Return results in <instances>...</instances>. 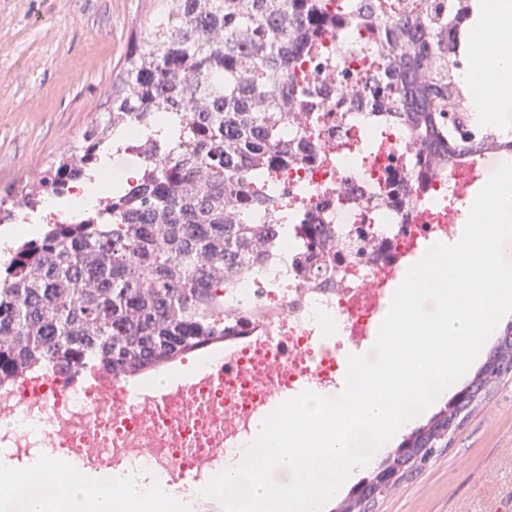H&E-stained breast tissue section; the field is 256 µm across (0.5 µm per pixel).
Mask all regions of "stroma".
<instances>
[{
    "mask_svg": "<svg viewBox=\"0 0 512 512\" xmlns=\"http://www.w3.org/2000/svg\"><path fill=\"white\" fill-rule=\"evenodd\" d=\"M154 0H0V195L106 117ZM377 512H512V379Z\"/></svg>",
    "mask_w": 512,
    "mask_h": 512,
    "instance_id": "35a3bbf8",
    "label": "stroma"
}]
</instances>
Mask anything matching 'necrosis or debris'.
<instances>
[{
  "label": "necrosis or debris",
  "instance_id": "4bbe7bcc",
  "mask_svg": "<svg viewBox=\"0 0 512 512\" xmlns=\"http://www.w3.org/2000/svg\"><path fill=\"white\" fill-rule=\"evenodd\" d=\"M330 155L331 165L312 182V212L327 240L313 258L317 273L305 274L300 251L274 245L239 275L233 294L246 311L245 336L230 352L203 361L208 369L223 365L222 387L197 376L173 402V412L189 415L188 426L151 413L160 398L156 387L138 392V409L116 414L112 398L128 390L126 381L32 371L0 386V449L18 459H77L83 449L100 448L122 465L145 459L161 469L190 445L245 444L272 387L337 386L344 355L370 332L403 269L434 241L451 238L455 220L465 216L460 200L487 172L477 160L423 179L414 151L398 138L363 164L339 148ZM421 180L425 190L410 200L395 195L373 208L379 185Z\"/></svg>",
  "mask_w": 512,
  "mask_h": 512
}]
</instances>
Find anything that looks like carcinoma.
Instances as JSON below:
<instances>
[{
    "label": "carcinoma",
    "instance_id": "obj_1",
    "mask_svg": "<svg viewBox=\"0 0 512 512\" xmlns=\"http://www.w3.org/2000/svg\"><path fill=\"white\" fill-rule=\"evenodd\" d=\"M145 43L112 84L107 120L45 174L0 196V223L65 198L118 143L143 155L138 177L98 199L96 223L48 224L0 261V383L29 368L108 371L127 379L224 344L239 332L224 289L277 233L299 222L310 182L288 167L328 162L303 142L323 129L346 85L350 108L373 101L403 127L424 168L477 151L448 127L479 128L512 150L473 109L455 56L478 0H157ZM347 34L338 56L327 37ZM364 162L383 142L362 131L340 142ZM512 376V322L498 329L469 382L356 483L334 512H374L380 500L449 448L494 388ZM384 471L396 481L379 480Z\"/></svg>",
    "mask_w": 512,
    "mask_h": 512
}]
</instances>
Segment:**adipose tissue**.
Returning a JSON list of instances; mask_svg holds the SVG:
<instances>
[{
  "instance_id": "ef3b65f1",
  "label": "adipose tissue",
  "mask_w": 512,
  "mask_h": 512,
  "mask_svg": "<svg viewBox=\"0 0 512 512\" xmlns=\"http://www.w3.org/2000/svg\"><path fill=\"white\" fill-rule=\"evenodd\" d=\"M482 29L491 31L483 55L484 70L501 104L512 101V0H483Z\"/></svg>"
}]
</instances>
